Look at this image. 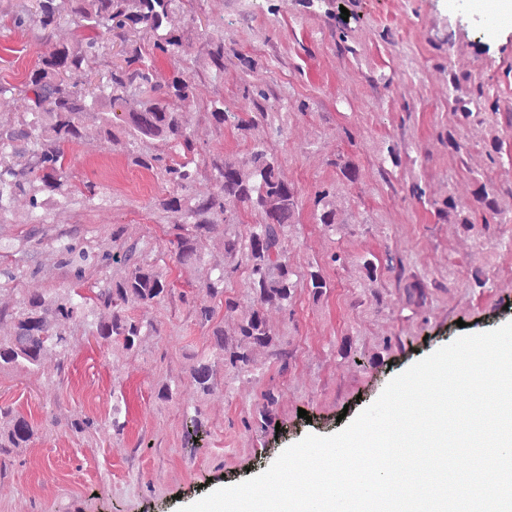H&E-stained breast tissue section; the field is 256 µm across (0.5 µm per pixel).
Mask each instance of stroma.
I'll use <instances>...</instances> for the list:
<instances>
[{"instance_id":"stroma-1","label":"stroma","mask_w":512,"mask_h":512,"mask_svg":"<svg viewBox=\"0 0 512 512\" xmlns=\"http://www.w3.org/2000/svg\"><path fill=\"white\" fill-rule=\"evenodd\" d=\"M17 0H0V80L22 84L39 56L74 39L63 22L52 35L38 26L11 27ZM487 10L459 0H334L330 11L308 0H187L171 16L184 31L179 60L157 57L155 78L195 71L190 121L198 143L247 161L252 140H265L283 176L300 191V222L289 250L298 271L322 267L329 288L320 300L299 292L293 315L269 310L291 355L287 372L265 351L257 369L221 376L203 396L186 381L190 357L208 329L180 299L189 280L171 269L174 292L156 311L161 333L140 350L100 347L82 327L71 329L67 359L48 355L40 372L0 369V405L32 418L38 432L27 450L0 459V512H177L212 490L265 471L306 435L341 430L339 414L355 417L374 403L392 378L463 335L512 322V224L476 211L472 230L437 216L447 196L470 201L476 182L512 205V20L489 23ZM224 36V73L213 78L206 49ZM460 78L479 97L503 145L492 153L486 126L458 123L450 81ZM267 93V121L248 136L217 129L206 117L215 101L252 111L249 85ZM306 101L298 111L296 101ZM456 138L461 151L449 149ZM395 149L398 162L387 151ZM358 169L346 181L337 158ZM74 183L93 182L92 202L53 206L41 225L29 222L18 199L0 221V307L24 294L80 285L99 287L122 265L87 269L76 282L53 253L57 239L92 252L112 250V227L125 242L152 243L167 259L169 219L156 204L167 188L151 172L109 149L95 129L68 152ZM336 187L341 226L327 236L311 219L318 184ZM343 263L329 266V253ZM402 272H386L366 288L362 263L386 256ZM482 271L487 284L472 287ZM426 283L421 305L405 290ZM176 387L173 399L159 396ZM276 404L259 425L264 392ZM203 410L205 432L185 447L188 405ZM307 418H300L299 410ZM92 420L91 429L73 426ZM124 425L112 428L113 421Z\"/></svg>"}]
</instances>
